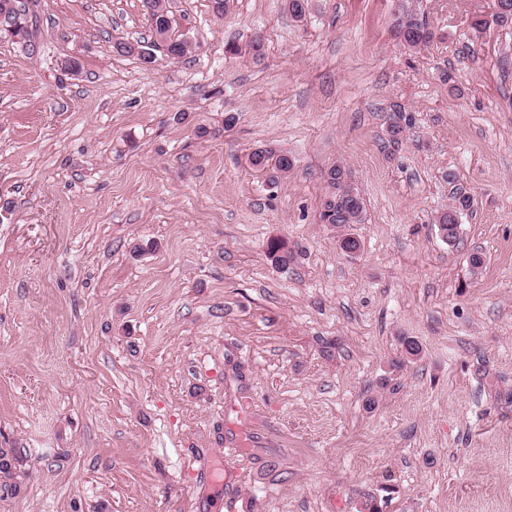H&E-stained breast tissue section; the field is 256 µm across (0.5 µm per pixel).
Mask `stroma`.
<instances>
[{"label":"stroma","instance_id":"35a3bbf8","mask_svg":"<svg viewBox=\"0 0 512 512\" xmlns=\"http://www.w3.org/2000/svg\"><path fill=\"white\" fill-rule=\"evenodd\" d=\"M22 2L29 38H0V448L22 459L0 512H512V24L470 26L494 0H411L418 49L402 0H168L189 50L150 66L116 48L152 41L143 0ZM336 165L354 254L321 218ZM395 31L400 41L411 48L428 44L435 35L431 27L411 10L404 11L395 25ZM274 159V155L267 150H256L249 156V162L252 168L256 170H265L271 165L273 170L287 172L292 167L291 159L286 154L277 155L274 163L269 164Z\"/></svg>","mask_w":512,"mask_h":512}]
</instances>
